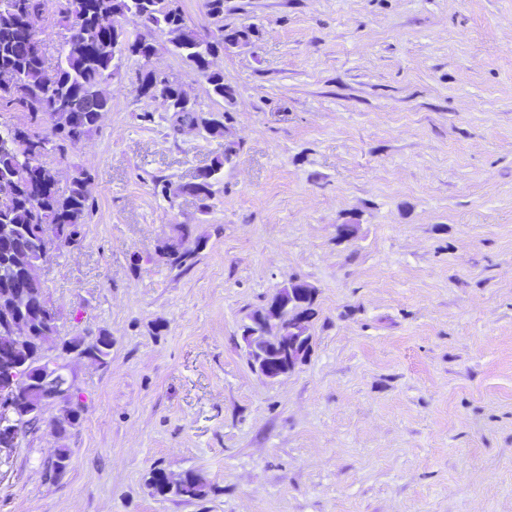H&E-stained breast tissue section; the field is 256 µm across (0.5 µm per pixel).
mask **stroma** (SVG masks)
I'll return each mask as SVG.
<instances>
[{
  "mask_svg": "<svg viewBox=\"0 0 512 512\" xmlns=\"http://www.w3.org/2000/svg\"><path fill=\"white\" fill-rule=\"evenodd\" d=\"M181 4L202 37L253 28L213 59L233 99L157 30L101 126L46 156L59 189L92 176L46 296L61 338L108 332L112 359L72 360L65 437L0 454V512H512V0H224L220 25ZM67 5L37 23L50 76ZM140 70L228 109L229 134L174 133ZM229 147L208 207L157 192ZM180 224L207 242L185 271L155 260ZM296 278L316 290L312 350L271 382L241 334ZM158 470L205 496L156 494Z\"/></svg>",
  "mask_w": 512,
  "mask_h": 512,
  "instance_id": "obj_1",
  "label": "stroma"
}]
</instances>
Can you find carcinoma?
I'll use <instances>...</instances> for the list:
<instances>
[{
	"label": "carcinoma",
	"mask_w": 512,
	"mask_h": 512,
	"mask_svg": "<svg viewBox=\"0 0 512 512\" xmlns=\"http://www.w3.org/2000/svg\"><path fill=\"white\" fill-rule=\"evenodd\" d=\"M46 0H0V105L13 106L28 113L30 119L48 114L53 119L50 129L39 131L33 124L21 123L0 129V316L11 310L15 301L29 297L25 308L14 317L28 329L27 346L0 334V382L10 379L20 383L27 375L28 359L70 342L61 339L57 324L43 305L46 300L44 281L39 271L44 262L45 227L55 229L58 247L81 238L86 217L92 208L88 185L90 174L79 170L66 190L57 187L56 172L43 162L51 152L65 154L97 129L112 99L104 85L112 79V57L115 44L123 36L120 20L128 15L139 18L144 26L167 32L179 56L192 69L206 78L213 96L225 101L233 99V91L224 84V74L210 69V58L224 49V44L240 38L251 39L249 28L219 27V38L203 40L186 25L181 7L164 10L157 0H74V9L63 16L65 28L77 25L93 37V45L82 37H67L64 56L54 76L45 73L38 42L29 28L28 17L45 10ZM134 57L149 59L156 46L147 35L140 34L130 45ZM169 111L173 127L202 125L214 136L228 133L231 116L227 111L216 116L182 107V97L171 91ZM223 163L218 162L182 186V191L209 207L215 175ZM177 234L158 248L157 256L171 269L185 271L196 263L204 241L194 248L185 246L188 226L176 228ZM112 336L104 332L97 343L86 348L93 361L106 365L111 359ZM18 441H23L31 423L43 412V398L35 389L16 398ZM154 491L166 496L201 498L206 484L191 472L183 483L170 487L161 475L153 477Z\"/></svg>",
	"instance_id": "cac0c4a2"
}]
</instances>
